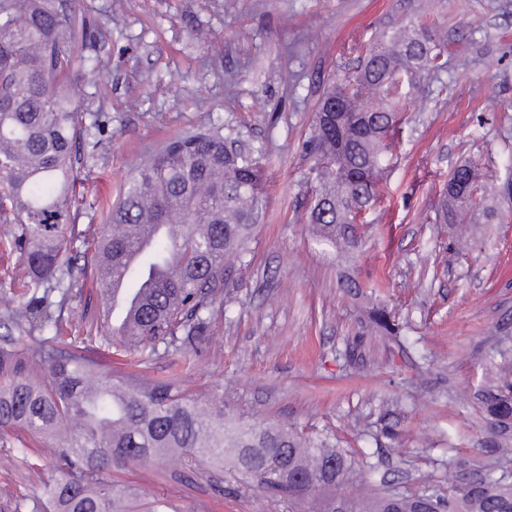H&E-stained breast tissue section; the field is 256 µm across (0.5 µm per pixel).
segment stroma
<instances>
[{
    "label": "stroma",
    "mask_w": 512,
    "mask_h": 512,
    "mask_svg": "<svg viewBox=\"0 0 512 512\" xmlns=\"http://www.w3.org/2000/svg\"><path fill=\"white\" fill-rule=\"evenodd\" d=\"M84 0L94 23L92 70L70 88L105 123L94 159L79 155V230L100 229L103 203L117 198L146 156L192 131L212 112L263 168L268 199L243 262L224 273V313L190 364L159 356L143 379L181 374L224 403L226 419L346 438L354 424L378 429L396 403L399 436L367 440L379 478L403 488L433 461L478 457L481 423L466 395L481 379L492 337L512 334V222L469 227L474 245L455 249L435 221L450 171L470 161L512 214V0ZM426 19L454 41L444 71L417 75L402 104L398 158L367 215L354 264L364 283L404 321L411 347L397 354L360 322L357 300L339 285L335 257L306 222L312 161L302 152L328 78L358 64L348 47ZM208 38L198 41L195 31ZM0 224V316L24 274ZM64 316L71 336L97 335L95 285L78 262ZM52 471L30 468L0 447V512L32 494ZM118 480L167 498L174 512H292L256 483L225 469L223 483L188 461L134 468Z\"/></svg>",
    "instance_id": "1"
}]
</instances>
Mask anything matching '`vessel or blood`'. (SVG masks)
<instances>
[{
  "instance_id": "1",
  "label": "vessel or blood",
  "mask_w": 512,
  "mask_h": 512,
  "mask_svg": "<svg viewBox=\"0 0 512 512\" xmlns=\"http://www.w3.org/2000/svg\"><path fill=\"white\" fill-rule=\"evenodd\" d=\"M164 226H149L141 229L139 233V246L136 251L131 252L125 259L126 272L122 275H112L108 278V297L114 300V312L117 323L121 327H129L132 321V313L136 308L140 296L128 291L127 283L131 275H138L142 287L151 286L154 279L167 274L168 269L159 265L151 269H142L140 258L147 252L154 239L163 234Z\"/></svg>"
}]
</instances>
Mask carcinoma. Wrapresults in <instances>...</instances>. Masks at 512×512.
<instances>
[{"label": "carcinoma", "instance_id": "1", "mask_svg": "<svg viewBox=\"0 0 512 512\" xmlns=\"http://www.w3.org/2000/svg\"><path fill=\"white\" fill-rule=\"evenodd\" d=\"M93 52L83 0H0V223L21 225L27 268L6 309L17 335L0 344V447L16 449L24 461L54 462L29 512H168L166 500L118 484L112 473L182 454L216 483L228 458L242 478L260 477L298 512H512V336L498 337L486 353L483 381L471 396L483 422L482 458H450L444 480L429 471L402 489L376 483L361 448L273 425L229 426L223 407L201 402L175 376H112L114 347L138 363L160 355L161 344L197 348L224 305V266L242 259L267 199L258 162L203 112L196 132L171 139L126 183L93 250L71 254L84 237L71 213L77 145L97 122L88 121L91 109L69 86L80 77L79 59ZM447 53L448 38L420 21L365 47L355 73L323 91L302 150L315 171L307 223L325 248L347 257L360 251L363 235L352 221L380 200L378 182L404 124L396 104L417 73L441 71ZM338 97L348 111H323ZM448 181L465 192L441 194L436 222L461 228L512 218L488 204L475 165L453 168ZM146 224L175 228L143 260L146 268L164 261L174 274L149 288L130 330L106 321L96 354L77 336L59 350L68 289L54 310L47 297L60 287L64 263L83 260L103 298L105 268L120 264L134 247L133 232ZM368 322L407 351L386 306L372 305ZM36 329L51 335L23 346ZM379 421L382 434H398L396 411L385 409ZM21 431L38 443L23 442Z\"/></svg>", "mask_w": 512, "mask_h": 512}]
</instances>
